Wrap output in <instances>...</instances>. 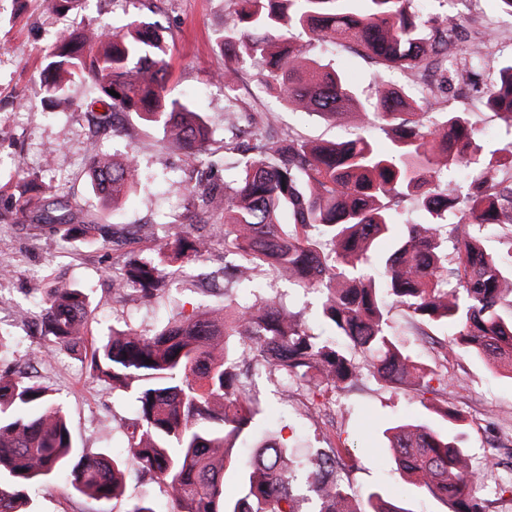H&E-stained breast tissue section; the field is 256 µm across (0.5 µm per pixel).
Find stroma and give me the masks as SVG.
Instances as JSON below:
<instances>
[{"label": "stroma", "instance_id": "35a3bbf8", "mask_svg": "<svg viewBox=\"0 0 512 512\" xmlns=\"http://www.w3.org/2000/svg\"><path fill=\"white\" fill-rule=\"evenodd\" d=\"M156 20L166 28L170 42L171 97L204 113L211 132V148L224 158L220 177L233 179L240 158L225 150L232 133L224 127V87L212 75L224 67V32L234 18L232 0H154ZM131 0H87L77 14L44 10L42 0H0V180L23 172L41 177L64 196L79 216L106 224L103 239H84L33 229L29 225L0 224V259L12 268L0 282V365L17 364L38 351L42 307L41 290L52 278L88 289L93 306L83 334L97 343L112 328H130L152 334L170 317L202 312L219 313L224 291L235 288L240 303L255 297L275 296L299 312L310 327H317L321 298L303 294L267 271L252 275L248 287L236 288L237 256L216 246L207 260L174 275L170 291L145 304L136 292L112 286V269L153 258L161 243L176 231L195 233L198 227L186 201L171 185L172 178H197L202 167L182 153L161 145L159 129L132 112L120 114L114 130L101 131L93 120L104 107L91 80L78 79L59 105L47 98L35 80L43 50L57 35L78 26L119 28L138 17ZM461 22L466 33L491 32L490 48L481 65L482 83H490L499 68L512 61V15L498 0H474ZM303 54L348 74L362 98H370L374 75L381 71L375 59L350 44L333 45L302 38ZM440 111L468 108L480 130L484 150L512 143V125L485 104L478 87L449 84L439 96ZM242 115L266 113L275 135L313 141H336L358 129L354 113L333 117L284 105L260 81L259 68L241 71L237 106ZM58 145L47 157V145ZM133 151L147 176L145 188L122 198L118 209L102 205L88 177V162L96 154ZM448 404L465 417L463 447L476 462L495 454L494 481L512 476V379L483 363L457 353L448 356ZM34 381L48 387L68 413L79 448L98 452L121 446L123 422L132 417L130 394L91 378L81 353H53L31 369ZM257 394L266 416L296 454L305 457L326 442L347 451L349 467L344 481L358 493L375 491L410 512H442L441 504L424 498L405 484L395 471L383 430L387 424L420 416L423 408L412 393L381 388L364 378L351 392L339 395L328 414L329 423L308 418L300 402H282L266 379H259ZM166 501L163 488L129 482L118 500H95L74 491L62 479L41 485L34 496L38 512H129L140 497Z\"/></svg>", "mask_w": 512, "mask_h": 512}]
</instances>
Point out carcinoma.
Returning a JSON list of instances; mask_svg holds the SVG:
<instances>
[{"instance_id":"carcinoma-1","label":"carcinoma","mask_w":512,"mask_h":512,"mask_svg":"<svg viewBox=\"0 0 512 512\" xmlns=\"http://www.w3.org/2000/svg\"><path fill=\"white\" fill-rule=\"evenodd\" d=\"M82 2L43 5L68 14ZM415 2L234 0L224 69L213 75L230 101L226 125L248 134L231 101L241 64L252 61L284 104L324 116L359 112L360 130L326 143L268 133L245 149L233 182H173L189 208L216 218L220 234L177 233L159 246L155 260L117 268L112 278L119 288L136 285L139 298L151 303L165 294L170 267L200 262L222 243L248 264L243 279L264 268L319 293L322 331L312 332L274 297L247 306L227 298L220 316L173 319L151 335L112 330L85 357L92 378L136 402L125 447L110 452L78 449L49 390L24 368L1 370L0 512H31L32 490L57 473L95 499L120 497L133 474L142 485L164 487L168 512H301L291 493L299 482L315 501L314 512H412L377 492L358 497L337 475L342 449L318 448L303 461L287 441L272 439L252 388L259 372L283 392L303 396L312 419L367 375L415 394L443 424L396 422L385 430L401 478L444 512H497L498 499L481 494L487 469L459 446L464 417L448 407L446 367L406 348L386 302L403 306L413 334L427 343L433 329L447 330L443 357L460 350L512 378V251L485 247L491 231L512 240V148L484 151L475 145L469 113L434 112L428 97L410 98L380 75L375 97L363 99L345 74L302 57L296 42L304 34L353 43L386 69L437 73L444 84L473 81L485 57L482 43L459 48L458 25L439 20L426 27ZM168 55V35L157 21L63 31L44 49L38 80L49 98L66 104L70 83L91 79L108 106L102 125H112L117 113L136 112L162 129L167 149L213 169L218 162L208 124L168 97ZM485 104L512 120V64L487 87ZM372 125L387 131V146L367 135ZM461 168L470 173L466 185L440 187ZM88 173L102 203L114 209L140 184L129 153L97 155ZM408 198L414 218L403 224L400 202ZM13 215L84 238L104 233L96 221L74 223L69 205L30 175L0 185V223ZM382 241L390 250L374 274L367 254ZM90 305L89 294L67 282L44 289L43 348L78 351ZM244 448L255 452L246 457Z\"/></svg>"}]
</instances>
